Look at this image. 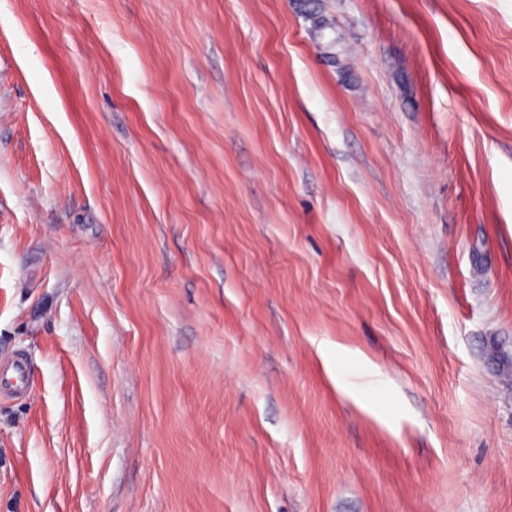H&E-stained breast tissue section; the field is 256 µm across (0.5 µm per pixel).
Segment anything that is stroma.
I'll return each mask as SVG.
<instances>
[{
    "label": "stroma",
    "instance_id": "obj_1",
    "mask_svg": "<svg viewBox=\"0 0 512 512\" xmlns=\"http://www.w3.org/2000/svg\"><path fill=\"white\" fill-rule=\"evenodd\" d=\"M304 2L0 0V512H512V0ZM28 386L27 359L23 353L15 354L7 362L0 363V395L19 397Z\"/></svg>",
    "mask_w": 512,
    "mask_h": 512
}]
</instances>
